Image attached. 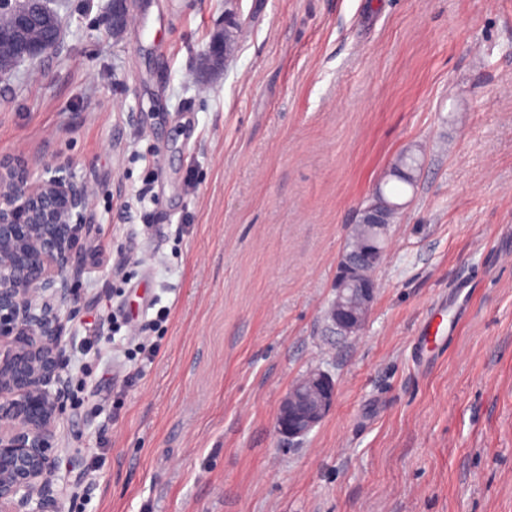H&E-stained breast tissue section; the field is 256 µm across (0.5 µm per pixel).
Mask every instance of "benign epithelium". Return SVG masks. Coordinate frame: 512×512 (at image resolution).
Returning a JSON list of instances; mask_svg holds the SVG:
<instances>
[{
	"mask_svg": "<svg viewBox=\"0 0 512 512\" xmlns=\"http://www.w3.org/2000/svg\"><path fill=\"white\" fill-rule=\"evenodd\" d=\"M28 2L0 0V44L10 45L16 64L60 43L53 0H36L32 9ZM125 4L112 0L107 22L114 33L128 23ZM228 43L223 33L210 39L201 53L204 72L223 65ZM89 200L87 186L61 168L35 178L20 160L0 159V512H46L67 395L60 311L87 258L82 237ZM357 217L381 232L390 223L384 206L362 207ZM382 259L374 244L342 251L328 310L339 334L362 330L377 292L365 270ZM336 394L335 381L320 370L294 382L278 407L279 434L290 441L308 435L331 412Z\"/></svg>",
	"mask_w": 512,
	"mask_h": 512,
	"instance_id": "obj_1",
	"label": "benign epithelium"
}]
</instances>
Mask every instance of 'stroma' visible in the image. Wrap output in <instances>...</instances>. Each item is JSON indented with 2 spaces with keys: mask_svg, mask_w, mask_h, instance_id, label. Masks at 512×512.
I'll return each mask as SVG.
<instances>
[{
  "mask_svg": "<svg viewBox=\"0 0 512 512\" xmlns=\"http://www.w3.org/2000/svg\"><path fill=\"white\" fill-rule=\"evenodd\" d=\"M110 2L57 0V50L0 80V158L84 182L101 254L61 309L57 512H512V0H128L118 35ZM408 149L342 336L349 226ZM150 299L170 314L132 362L102 321ZM439 304L450 338L421 347ZM313 369L335 405L287 441L279 403ZM228 40L227 34H215L206 44L201 53V65L205 73L218 70L228 57ZM420 157L410 151L400 154L393 162L390 176L404 186L413 187L418 169L413 168V159ZM383 251L374 244L360 250L346 248L338 263L333 285L336 296L328 310L334 329L343 336H355L363 328L374 302L377 284L365 270L377 267Z\"/></svg>",
  "mask_w": 512,
  "mask_h": 512,
  "instance_id": "stroma-1",
  "label": "stroma"
}]
</instances>
